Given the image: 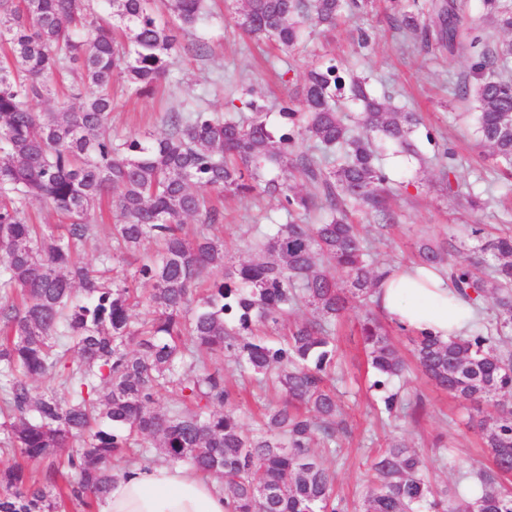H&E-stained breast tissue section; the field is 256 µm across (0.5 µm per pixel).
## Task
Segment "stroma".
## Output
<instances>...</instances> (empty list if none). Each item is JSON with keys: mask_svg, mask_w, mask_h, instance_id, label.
Listing matches in <instances>:
<instances>
[{"mask_svg": "<svg viewBox=\"0 0 512 512\" xmlns=\"http://www.w3.org/2000/svg\"><path fill=\"white\" fill-rule=\"evenodd\" d=\"M216 13L212 25L201 34L209 45L204 56L190 51L199 34L182 33L183 51L174 59L169 77L153 93L115 90L113 135L161 134L164 112L200 98L209 110L220 113L228 98L241 96L249 87L259 91L269 112H277L280 101L295 94L305 69L319 53L369 77L375 93L390 94L395 104L420 112L437 142L448 144L457 155L456 176L448 184L434 168L420 167L415 161L395 171V179L407 182L408 188L390 201L395 224L372 250L377 262L407 265L412 240L446 239L455 224L490 228L512 223V188L505 186L485 148L475 140L472 105L453 94L454 82L469 71L468 61L460 56L437 57L405 50L391 27L390 0H374L372 7L340 21L336 28L314 27L313 53L290 52L292 70L283 80L265 59L266 54L275 53V46L258 47L238 29L225 5H217ZM360 28L376 37L364 53L358 51L353 40ZM471 191L488 199L487 208L477 213L468 208L465 197ZM266 214L278 216L277 200L268 198L259 205L249 196L225 198L220 237L231 255H243L252 226L261 223ZM364 315V309H351L337 328L340 374L348 389L343 409L350 428L349 437L341 442L336 454L326 459L327 466L336 473L337 496L349 507H356L367 485V456L394 442L406 443L424 454L438 497L453 488L463 472L489 468L491 462L482 448L480 434L469 424L468 410L421 375H412L407 385L408 392L422 394L426 400L418 422L401 420L384 426L377 421L379 399L368 389L372 373L358 333Z\"/></svg>", "mask_w": 512, "mask_h": 512, "instance_id": "stroma-1", "label": "stroma"}]
</instances>
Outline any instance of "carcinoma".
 Masks as SVG:
<instances>
[{
  "mask_svg": "<svg viewBox=\"0 0 512 512\" xmlns=\"http://www.w3.org/2000/svg\"><path fill=\"white\" fill-rule=\"evenodd\" d=\"M236 25L283 51L305 39V23L334 28L371 0H239ZM496 28L512 32V0H482ZM0 0V447L50 462L53 492L22 465L0 470V512L91 510L109 492L113 460L155 448L166 463L219 481L229 512H346L335 475L314 446L333 454L349 434L336 390V321L375 305L388 271L370 260L354 209L382 232L388 144L428 163L442 180L456 154H421V116L373 93L369 80L329 59L308 68L300 92L269 121L253 90L225 113L195 104L164 113L163 135H112L117 80L146 94L169 75L179 35L214 17L209 0ZM457 0H393L395 28L427 53L469 59L457 98L473 101L475 135L512 178V39L489 43L460 24ZM58 90L49 112L33 102ZM360 107L347 123L344 102ZM226 192L279 201L282 220L257 229L236 264L214 234ZM39 199L67 223L36 224ZM112 200L115 223L91 213ZM195 232H184L187 220ZM112 250L83 259L101 230ZM155 252L140 257L144 242ZM417 263L448 273L480 316L468 335L441 341L406 333L415 369L476 411L494 470L465 478L461 498H431L423 456L394 443L367 459L361 512H512V231L486 238L472 260L456 236L414 243ZM146 306L149 315L133 311ZM305 307L312 316L288 322ZM360 333L387 419L414 418L419 395L395 384L410 368L388 330L367 313ZM281 400L258 427L233 410L238 392L224 363ZM52 377L63 394L39 391ZM175 397L164 404L160 395Z\"/></svg>",
  "mask_w": 512,
  "mask_h": 512,
  "instance_id": "obj_1",
  "label": "carcinoma"
}]
</instances>
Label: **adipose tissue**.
I'll return each mask as SVG.
<instances>
[{"label": "adipose tissue", "instance_id": "1", "mask_svg": "<svg viewBox=\"0 0 512 512\" xmlns=\"http://www.w3.org/2000/svg\"><path fill=\"white\" fill-rule=\"evenodd\" d=\"M384 316L407 330L448 340L466 335L478 316L447 277L420 265L388 273L378 291ZM100 512H227L215 483L176 464L134 465L118 472Z\"/></svg>", "mask_w": 512, "mask_h": 512}]
</instances>
